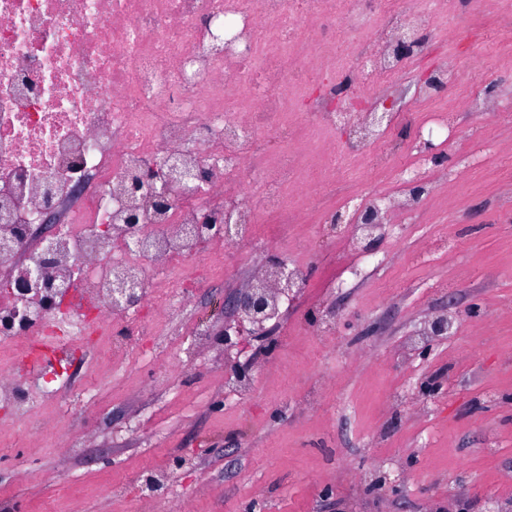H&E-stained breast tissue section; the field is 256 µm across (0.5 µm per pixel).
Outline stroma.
I'll return each instance as SVG.
<instances>
[{
  "label": "stroma",
  "mask_w": 512,
  "mask_h": 512,
  "mask_svg": "<svg viewBox=\"0 0 512 512\" xmlns=\"http://www.w3.org/2000/svg\"><path fill=\"white\" fill-rule=\"evenodd\" d=\"M429 7L431 50L404 67L399 112L426 117L420 81L451 61L486 101L439 130L438 195L357 259L329 222L337 196L397 187L408 164L383 178L351 162L335 189L313 188L312 222L262 211L260 244L224 245L223 272L181 262L190 300L163 330L95 376L75 339L62 398L35 386L60 410L43 434L0 405V512H512V63L475 34L512 19V0ZM271 255L305 279L298 299L231 357L202 345L188 319ZM447 308L455 334L419 354L424 320ZM233 360L251 365L240 397ZM157 474L167 495L146 486Z\"/></svg>",
  "instance_id": "35a3bbf8"
}]
</instances>
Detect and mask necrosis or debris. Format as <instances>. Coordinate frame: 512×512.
I'll return each instance as SVG.
<instances>
[{"instance_id": "obj_1", "label": "necrosis or debris", "mask_w": 512, "mask_h": 512, "mask_svg": "<svg viewBox=\"0 0 512 512\" xmlns=\"http://www.w3.org/2000/svg\"><path fill=\"white\" fill-rule=\"evenodd\" d=\"M374 4L378 25L368 32L348 0H0V238L52 208L67 226L60 247L79 267L62 311L27 323L0 289V338L17 341L27 360L26 375L0 379L17 421L37 429L43 412L30 388L71 361V336H97L93 350L108 358L125 353L112 328L135 314L109 301L115 270L133 277L144 301L169 297L151 285L150 258L99 231L124 227L133 201L123 187L141 171L175 154L210 172L205 195L177 187L166 213L140 208L145 230L209 211L215 223L230 221L229 243L249 242L261 200L276 207L277 222L300 223L278 207L310 188L299 167L296 98L312 86L353 98L396 83L407 63L397 43L408 29L422 35L412 56L428 51L423 0ZM215 20L231 29L232 47L211 38ZM320 122L359 138L341 147L325 140L317 165L333 172L355 159L388 168L387 152L365 151L382 140L368 113L326 109ZM261 131L283 146L261 160L255 189L240 175Z\"/></svg>"}]
</instances>
